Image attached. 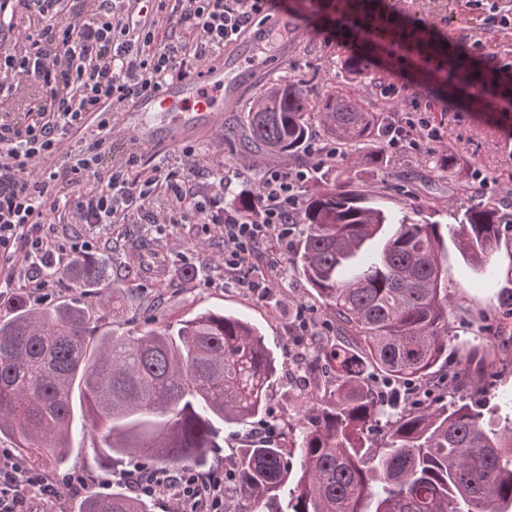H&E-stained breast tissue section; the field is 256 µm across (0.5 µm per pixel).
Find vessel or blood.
<instances>
[{
  "mask_svg": "<svg viewBox=\"0 0 512 512\" xmlns=\"http://www.w3.org/2000/svg\"><path fill=\"white\" fill-rule=\"evenodd\" d=\"M264 69L254 52L228 51L224 59L209 63L202 77L171 81L158 93L143 92L125 107L114 130L132 134L143 149L160 142L181 144L191 131L218 123L223 107L237 103L241 85Z\"/></svg>",
  "mask_w": 512,
  "mask_h": 512,
  "instance_id": "1",
  "label": "vessel or blood"
}]
</instances>
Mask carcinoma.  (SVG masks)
Segmentation results:
<instances>
[{"instance_id": "obj_1", "label": "carcinoma", "mask_w": 512, "mask_h": 512, "mask_svg": "<svg viewBox=\"0 0 512 512\" xmlns=\"http://www.w3.org/2000/svg\"><path fill=\"white\" fill-rule=\"evenodd\" d=\"M446 58L457 90H487L473 60L430 42ZM316 118L336 144L380 138L383 118L338 87L310 102L280 79L250 106L245 139L267 155L301 154ZM379 168L374 150L343 161ZM509 215L486 199L454 218L453 241L475 266L494 250ZM303 233L291 264L352 337L356 352L324 339L318 360L331 378L311 394L305 420L288 425L291 455L278 441L238 450L224 482L257 512H512V423L493 424L477 403L451 399L416 410L383 400L376 376L423 381L447 347L448 267L437 224L395 218L340 178L302 204ZM81 286L101 295L97 319H119L127 290L102 283L101 262L77 259ZM88 312L40 307L23 291L0 294V435L29 466L67 460L76 409L118 468L133 456L160 469L204 468L224 442V424L247 428L265 412L277 360L249 322L211 309L182 321L177 336L144 326L88 339ZM384 425L382 449L371 453ZM76 512H151V501L116 482Z\"/></svg>"}]
</instances>
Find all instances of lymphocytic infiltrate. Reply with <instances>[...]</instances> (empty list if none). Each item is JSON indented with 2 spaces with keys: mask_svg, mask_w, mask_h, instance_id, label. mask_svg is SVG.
Segmentation results:
<instances>
[{
  "mask_svg": "<svg viewBox=\"0 0 512 512\" xmlns=\"http://www.w3.org/2000/svg\"><path fill=\"white\" fill-rule=\"evenodd\" d=\"M85 15L61 22L60 0H11L31 18L18 47L0 54V95L37 81L45 100L23 118L0 116V263L22 258L48 264L54 251L41 226L125 224L135 216L149 224H218L224 230V270L236 274L270 238L287 239L302 204L301 188L330 152L308 142L310 165L272 167L248 209L224 205L229 182L223 170L196 186L201 157L184 151L185 163L164 166L133 152L117 166L102 164L106 131L115 112L146 91L175 79L200 76L224 48L261 15L267 0H148V18L131 26L115 0H87ZM424 113L391 126L387 146L420 151L439 141ZM24 253H17V243ZM135 494L165 496L169 512H224V473L189 468L153 471L141 464L122 471ZM81 475L50 479L10 449L0 448V512H32L33 503L56 505L85 490Z\"/></svg>",
  "mask_w": 512,
  "mask_h": 512,
  "instance_id": "f902f5d3",
  "label": "lymphocytic infiltrate"
}]
</instances>
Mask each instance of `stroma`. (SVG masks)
<instances>
[{"label": "stroma", "mask_w": 512, "mask_h": 512, "mask_svg": "<svg viewBox=\"0 0 512 512\" xmlns=\"http://www.w3.org/2000/svg\"><path fill=\"white\" fill-rule=\"evenodd\" d=\"M322 16L310 17V0H269L264 16L255 26L273 32L265 47L269 65L257 83L246 86L236 105L235 119L248 112L253 98L274 81H297L310 98L342 86L362 97L373 112H384L390 121L401 119L405 109L403 85L412 83L410 69L386 68L384 55L371 51L370 71L385 70L387 82L374 86L368 74L345 71L342 60L350 46L344 33L336 0H321ZM375 13L392 16L398 27L427 26L432 41L453 51L470 52L474 41L508 46L497 59L512 63V30L485 25L482 17L465 8L462 0H375ZM435 111L430 118L442 140L433 151L457 157L454 173L433 172L430 152L386 150L385 166L372 171L353 168L354 185L365 191L373 205L394 216H408L420 224H436L444 238H451L454 216L463 214L480 200L493 198L506 203L512 198L504 189L512 183V106L488 104L481 111L431 94ZM190 147L204 156V168L226 167L236 172L226 206H236L240 193L254 188L272 166L298 167L296 158H273L258 152L241 158L240 144L225 141L223 127L202 130ZM489 178L480 187L479 177ZM49 239L91 242L93 256L102 258L106 283L131 286L129 302L120 318L121 330L136 329L144 322V311L153 308L157 323L178 329L182 320L198 310L210 308L237 313L258 326L267 346L279 359L270 390L267 412L279 422L295 421L307 409L306 397L312 380L303 376L317 354L300 343L299 317L309 321V331L322 336L336 333L332 314L291 265L298 234L287 243L276 244L281 267L267 289L254 291L246 282L252 270L261 269V259L237 275L224 274V233L219 225L140 224L109 227L103 224H47ZM205 245L198 254L196 245ZM74 252L59 257L60 270L50 279L46 293L30 289L40 271L24 263L0 267V281L8 290L26 289L32 302L53 306L66 302L95 312L96 289L80 287L74 271ZM448 347L434 369L429 398L434 403L449 398L473 399L496 422L512 421V229L505 230L485 269H473L456 249L448 251ZM67 473L87 477L97 494L108 493L112 472L101 464L88 434L74 430Z\"/></svg>", "instance_id": "stroma-1"}]
</instances>
